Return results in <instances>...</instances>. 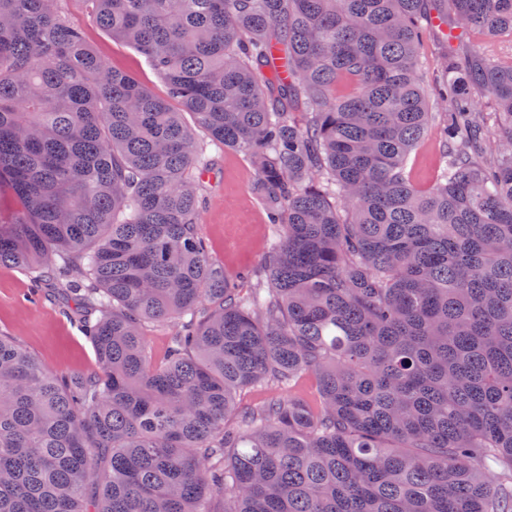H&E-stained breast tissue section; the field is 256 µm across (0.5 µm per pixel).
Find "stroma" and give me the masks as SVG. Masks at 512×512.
Segmentation results:
<instances>
[{
  "label": "stroma",
  "mask_w": 512,
  "mask_h": 512,
  "mask_svg": "<svg viewBox=\"0 0 512 512\" xmlns=\"http://www.w3.org/2000/svg\"><path fill=\"white\" fill-rule=\"evenodd\" d=\"M63 5L108 67L129 73L156 95H165L164 82L135 48L94 23L80 0H63ZM437 165V133L431 130L411 153L406 171L412 181L426 187L432 184ZM213 166L216 173L201 192L204 206L199 229L214 259L236 279L260 268L271 226L254 191L256 174L248 153L224 150L214 154ZM30 288L29 274L0 270V334L13 337L55 375L96 372L97 359L88 337L56 301L29 299Z\"/></svg>",
  "instance_id": "obj_1"
}]
</instances>
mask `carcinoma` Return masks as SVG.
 <instances>
[{
  "instance_id": "obj_1",
  "label": "carcinoma",
  "mask_w": 512,
  "mask_h": 512,
  "mask_svg": "<svg viewBox=\"0 0 512 512\" xmlns=\"http://www.w3.org/2000/svg\"><path fill=\"white\" fill-rule=\"evenodd\" d=\"M60 2L0 0V269L64 289L100 370L0 335V512H512V56L471 40L512 0H81L165 98ZM210 147L249 154L274 228L247 293L198 231ZM303 373L315 409L239 400ZM63 6L69 17L84 29L87 44L108 67L129 73L156 95H165L164 82L135 48L113 38L112 34L94 23L79 1L64 0ZM438 45L432 35H427L420 46L421 59L423 61L424 88L428 96L432 97L433 79L436 73V59ZM438 139L436 125L433 124L427 135L411 153L406 172L409 178L420 186L432 184L438 165ZM145 332L148 356L153 364L159 363L165 354L170 330L163 327H149Z\"/></svg>"
}]
</instances>
